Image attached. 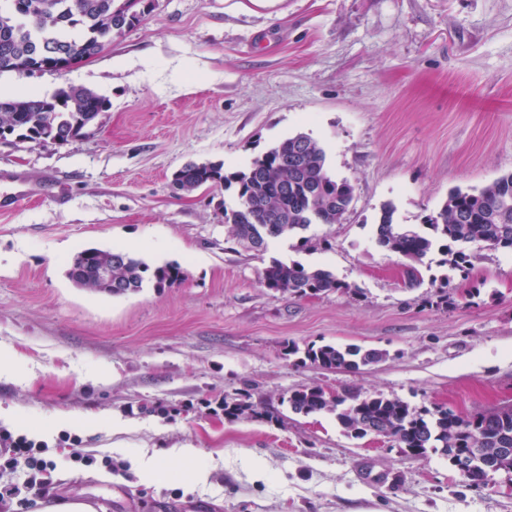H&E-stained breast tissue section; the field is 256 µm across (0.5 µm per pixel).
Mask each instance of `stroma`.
<instances>
[{
    "mask_svg": "<svg viewBox=\"0 0 512 512\" xmlns=\"http://www.w3.org/2000/svg\"><path fill=\"white\" fill-rule=\"evenodd\" d=\"M66 85L108 101L82 136L0 142V186L19 176L41 195L0 211V345L30 370L0 378V405L26 413L54 462L27 512L73 500L97 512H512L510 474L474 487L446 457L350 438L328 413L231 422L217 408L245 388L279 407L302 386L463 417L512 405V253L470 243L464 274L433 252L411 287L407 259L375 234L385 205L418 227L451 190L512 172V0H159L78 67L0 73L4 98ZM298 132L354 188L340 223L256 254L224 223L235 189L172 191L187 163L243 171ZM88 247L184 275L98 294L66 276ZM275 259L328 270L351 290L264 288ZM290 344L386 358L328 371L299 362ZM63 413L73 422L61 429ZM88 413L98 429L83 426ZM114 417L129 429L113 434ZM74 437L92 465L72 460ZM182 444L196 456L170 457ZM143 450L164 457L150 484L134 465ZM198 467L207 484L192 483Z\"/></svg>",
    "mask_w": 512,
    "mask_h": 512,
    "instance_id": "35a3bbf8",
    "label": "stroma"
}]
</instances>
